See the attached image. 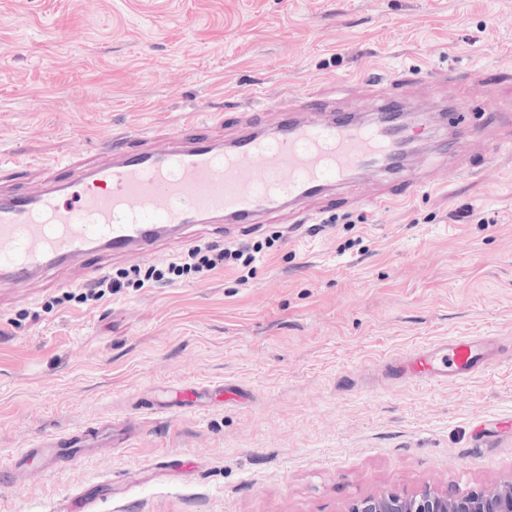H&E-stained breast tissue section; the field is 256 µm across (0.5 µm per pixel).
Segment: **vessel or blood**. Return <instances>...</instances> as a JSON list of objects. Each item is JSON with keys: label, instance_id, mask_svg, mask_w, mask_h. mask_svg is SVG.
<instances>
[{"label": "vessel or blood", "instance_id": "1", "mask_svg": "<svg viewBox=\"0 0 512 512\" xmlns=\"http://www.w3.org/2000/svg\"><path fill=\"white\" fill-rule=\"evenodd\" d=\"M395 82L391 74L368 79L376 121L336 111L329 96L307 89L265 128L255 115L270 101L257 95L244 104L232 141L208 134L219 121L214 112L183 122L161 150L143 148L149 129L131 125L99 143L103 161L71 158L39 190L0 191V284L76 262L94 276L111 257L187 243L194 227H217L231 237L280 212L301 217L310 201L335 197L369 172L404 180L417 129L391 119L405 107ZM494 355L482 338L456 339L411 350L388 373L461 381Z\"/></svg>", "mask_w": 512, "mask_h": 512}]
</instances>
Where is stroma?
Segmentation results:
<instances>
[{"mask_svg":"<svg viewBox=\"0 0 512 512\" xmlns=\"http://www.w3.org/2000/svg\"><path fill=\"white\" fill-rule=\"evenodd\" d=\"M389 72L415 109L469 98L460 152L409 200L373 209L362 178L309 206L352 223L284 216L241 236L279 237L252 270L93 306L61 300L76 265L0 288V512H350L512 481V0H0V153L51 165L134 123L162 147L200 106L229 140L250 94L278 101L269 124L305 87L360 111ZM468 336L496 360L466 380L384 372ZM108 421L124 447L96 438ZM85 434L54 469L36 453Z\"/></svg>","mask_w":512,"mask_h":512,"instance_id":"stroma-1","label":"stroma"}]
</instances>
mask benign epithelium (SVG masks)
<instances>
[{"mask_svg":"<svg viewBox=\"0 0 512 512\" xmlns=\"http://www.w3.org/2000/svg\"><path fill=\"white\" fill-rule=\"evenodd\" d=\"M351 512H512V483L466 496L441 494L429 488L411 497L389 493L362 499Z\"/></svg>","mask_w":512,"mask_h":512,"instance_id":"obj_1","label":"benign epithelium"}]
</instances>
